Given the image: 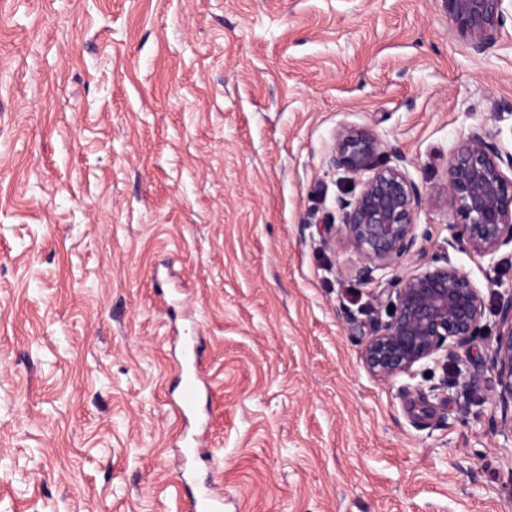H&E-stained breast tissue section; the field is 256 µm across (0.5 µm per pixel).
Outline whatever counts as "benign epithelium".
Masks as SVG:
<instances>
[{
    "instance_id": "benign-epithelium-1",
    "label": "benign epithelium",
    "mask_w": 512,
    "mask_h": 512,
    "mask_svg": "<svg viewBox=\"0 0 512 512\" xmlns=\"http://www.w3.org/2000/svg\"><path fill=\"white\" fill-rule=\"evenodd\" d=\"M456 31L482 53L498 38L507 18L508 0H444ZM485 124L472 127L448 151L444 183L421 193L402 165H379L383 142L371 129L344 125L336 131L328 158L360 184L358 193L337 199V234L357 256L355 276L372 280L376 270L396 269L409 260L414 267L390 281L386 320L368 338L360 359L375 379L416 377L433 363L465 378L460 354L470 339L486 329L485 299L469 275L440 256L418 259L416 211L448 193L454 221L448 246L474 258L494 261L500 247L512 243V151L504 150ZM489 360L497 375L501 402L512 401V299L500 304Z\"/></svg>"
}]
</instances>
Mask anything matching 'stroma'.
Listing matches in <instances>:
<instances>
[{"label": "stroma", "instance_id": "obj_1", "mask_svg": "<svg viewBox=\"0 0 512 512\" xmlns=\"http://www.w3.org/2000/svg\"><path fill=\"white\" fill-rule=\"evenodd\" d=\"M478 123L512 150V24L475 54L443 0H0V512H180L184 478L224 512H512L491 336L473 390L364 369L393 272L356 278L327 166L367 127L426 193ZM452 220L418 209V244L494 323L512 243L448 249ZM200 361L199 345L192 340L184 347L182 362L178 365L180 402L174 407L183 418L193 409L199 382L203 381Z\"/></svg>", "mask_w": 512, "mask_h": 512}]
</instances>
